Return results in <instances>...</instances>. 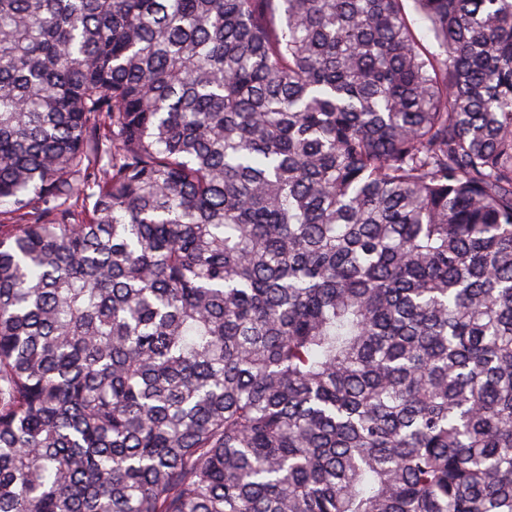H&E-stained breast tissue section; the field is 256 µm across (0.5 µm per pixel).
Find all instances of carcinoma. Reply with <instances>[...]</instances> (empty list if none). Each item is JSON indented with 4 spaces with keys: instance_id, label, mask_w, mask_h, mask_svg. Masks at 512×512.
Listing matches in <instances>:
<instances>
[{
    "instance_id": "cac0c4a2",
    "label": "carcinoma",
    "mask_w": 512,
    "mask_h": 512,
    "mask_svg": "<svg viewBox=\"0 0 512 512\" xmlns=\"http://www.w3.org/2000/svg\"><path fill=\"white\" fill-rule=\"evenodd\" d=\"M0 0V512H512V0ZM404 5L415 37L423 48L431 53H435L438 49L433 40L428 23L413 10V3L411 1H405Z\"/></svg>"
}]
</instances>
